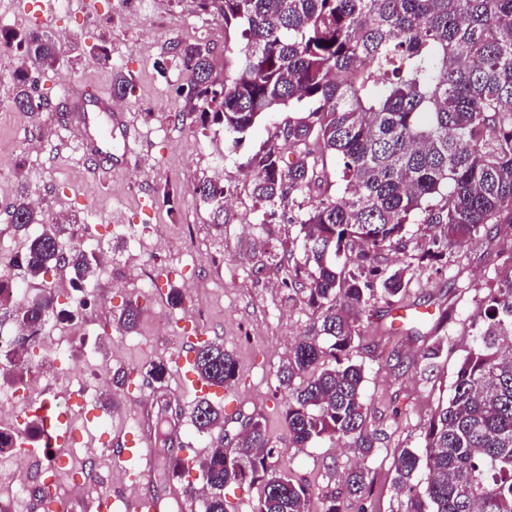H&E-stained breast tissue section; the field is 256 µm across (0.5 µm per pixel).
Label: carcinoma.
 I'll return each mask as SVG.
<instances>
[{
	"mask_svg": "<svg viewBox=\"0 0 512 512\" xmlns=\"http://www.w3.org/2000/svg\"><path fill=\"white\" fill-rule=\"evenodd\" d=\"M198 7L240 28L243 39L236 74L220 84L210 47L174 45L186 76L179 94L194 102L202 128L224 129L236 146L268 114L292 112L250 159L255 197L297 211L302 257L287 266L284 285L304 295L320 322L279 370L289 445L345 441L358 457L345 474L346 495L361 501L364 463L376 448L364 366L354 359L359 315L373 300L392 304L406 293L404 272L382 274L375 255L401 244L408 224L441 227L424 258L453 257L487 225L512 224V0H198ZM11 38L23 50L14 104L40 112L31 73L54 69L59 48L35 30ZM286 148L296 152L288 165ZM317 153L342 158L346 187L313 201ZM195 193L215 215L224 212V184L205 179ZM8 216L17 231L43 223L24 196ZM51 267L85 282L99 259L51 224L27 238L21 268L35 279ZM56 304L52 294L36 304L0 298V318L37 331ZM482 305L448 401L426 425L423 451L404 448L395 461V484L408 491L404 512H512V265ZM138 314L136 301L126 302L121 327L134 329ZM192 368L211 387L237 375L236 359L216 342L199 345ZM190 417L210 437L199 463L202 512H227L224 487L247 480L263 487L255 512H310L312 487L279 466L261 421H249L230 447L223 411L210 398H198ZM423 467L420 487L412 479Z\"/></svg>",
	"mask_w": 512,
	"mask_h": 512,
	"instance_id": "cac0c4a2",
	"label": "carcinoma"
}]
</instances>
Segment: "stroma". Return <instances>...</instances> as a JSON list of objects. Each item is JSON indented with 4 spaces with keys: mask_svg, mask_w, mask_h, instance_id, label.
<instances>
[{
    "mask_svg": "<svg viewBox=\"0 0 512 512\" xmlns=\"http://www.w3.org/2000/svg\"><path fill=\"white\" fill-rule=\"evenodd\" d=\"M140 11L137 0H73L69 11L57 13L41 33L58 41L63 54L53 71L38 78L43 111L22 112L14 103L13 73L21 55L0 51V278L20 280L16 261L26 236L8 224L6 210L20 192L45 201L42 214L53 223L55 214L70 219L71 239H79L81 221L95 210L94 247L110 260L96 276L101 309L74 324L72 362H84L86 377L98 364L138 370L136 385L114 392L104 383L84 411L87 430L79 446L68 449L66 467L76 473L93 470L106 475L117 467L131 470L135 461L120 462L104 448L116 431L136 426L138 392L161 401L174 416L156 434L157 470L152 490L178 512L169 496L172 480L166 449L187 444L197 458L209 452L208 439L195 428L190 408L196 399L176 364L179 336L201 328L209 340L233 353L237 377L225 387L218 404L224 410V430L236 435L248 420L265 424L278 463L309 484L315 494L313 512L322 497L344 498L343 476L354 462L344 443L317 441L291 448L285 412L288 391L280 387L278 371L297 340L307 335L318 315L285 288L286 270L271 264L270 254L292 247L298 234L286 207L270 210L252 193L249 161L286 118L268 114L240 145H232L222 128L197 126L191 105L180 96L177 43L209 45L216 80L234 74L239 64V31L223 20L199 11L196 0H151ZM105 47L110 63L92 49ZM121 71L130 85L120 104L129 138L112 140V172L96 175L102 160L69 139L62 84L73 79L84 92H111L112 73ZM205 179L223 183L236 204V222L215 228L212 208L195 194ZM136 224L138 245L123 244L120 225ZM437 229L428 224L406 227L405 250L382 251L381 270H404L408 279L404 305L427 311L424 323L391 330L394 308L378 301L364 310L357 360L365 370L363 397L367 428L379 438L375 455L366 463L369 494L348 512H403L406 496L394 484V461L401 449H422L424 430L437 408L450 395L458 366L472 344L471 321L482 308L481 298L512 255V226L490 224L454 262L419 261L420 246ZM169 254L148 264L158 239ZM194 278L201 291L181 307L170 304L169 293ZM136 299L140 316L135 330H121L114 317L127 299ZM440 346L438 358L423 360L424 350ZM164 362V383L147 375L151 363Z\"/></svg>",
    "mask_w": 512,
    "mask_h": 512,
    "instance_id": "1",
    "label": "stroma"
}]
</instances>
